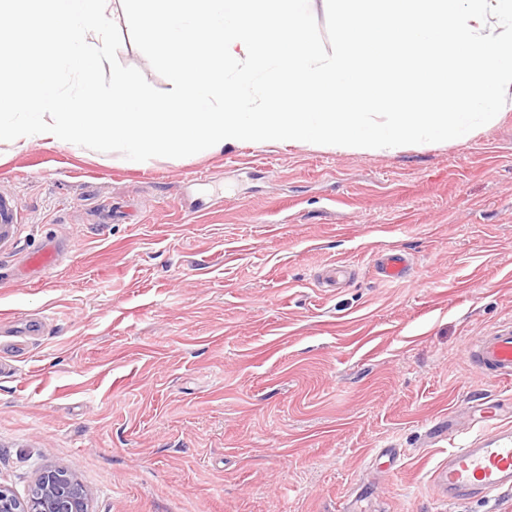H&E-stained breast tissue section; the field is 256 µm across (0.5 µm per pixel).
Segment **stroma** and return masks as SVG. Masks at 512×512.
<instances>
[{
    "instance_id": "obj_1",
    "label": "stroma",
    "mask_w": 512,
    "mask_h": 512,
    "mask_svg": "<svg viewBox=\"0 0 512 512\" xmlns=\"http://www.w3.org/2000/svg\"><path fill=\"white\" fill-rule=\"evenodd\" d=\"M107 15L118 61L170 90L122 0ZM1 190L24 209L0 248V484L18 496L57 464L91 512H512L440 501L457 442L427 443L438 415L512 407V381L467 357L512 325V110L393 154L245 142L134 164L0 142ZM108 202L127 220L104 223ZM50 240L63 260L31 282ZM391 249L412 266L383 285Z\"/></svg>"
}]
</instances>
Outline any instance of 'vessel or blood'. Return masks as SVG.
<instances>
[{
  "label": "vessel or blood",
  "instance_id": "b4317fda",
  "mask_svg": "<svg viewBox=\"0 0 512 512\" xmlns=\"http://www.w3.org/2000/svg\"><path fill=\"white\" fill-rule=\"evenodd\" d=\"M21 220L18 198L0 194V243L14 237ZM62 257L60 247L49 243L28 257L26 272L45 277ZM409 267V256L389 251L380 256L376 273L381 283L391 284L404 278ZM469 359L489 379H511L512 327H496L480 336L469 348ZM431 481L448 502L505 497L512 492V427L476 433L461 447L449 449L444 462L434 468Z\"/></svg>",
  "mask_w": 512,
  "mask_h": 512
}]
</instances>
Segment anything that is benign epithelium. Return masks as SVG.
Returning <instances> with one entry per match:
<instances>
[{
	"mask_svg": "<svg viewBox=\"0 0 512 512\" xmlns=\"http://www.w3.org/2000/svg\"><path fill=\"white\" fill-rule=\"evenodd\" d=\"M22 499L0 484V512H90V491L66 466L43 470Z\"/></svg>",
	"mask_w": 512,
	"mask_h": 512,
	"instance_id": "obj_1",
	"label": "benign epithelium"
}]
</instances>
